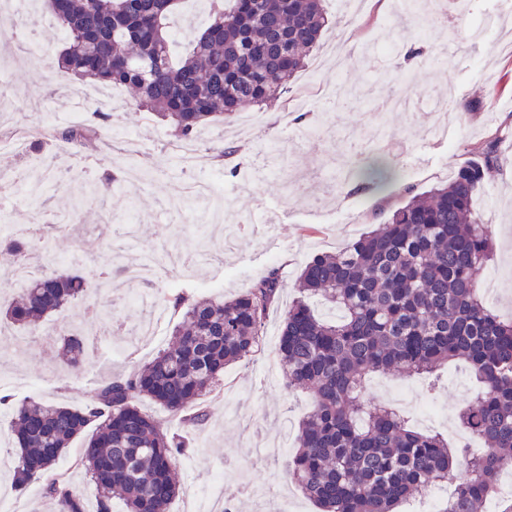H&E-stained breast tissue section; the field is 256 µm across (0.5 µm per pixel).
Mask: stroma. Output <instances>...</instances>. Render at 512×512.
<instances>
[{
  "instance_id": "35a3bbf8",
  "label": "stroma",
  "mask_w": 512,
  "mask_h": 512,
  "mask_svg": "<svg viewBox=\"0 0 512 512\" xmlns=\"http://www.w3.org/2000/svg\"><path fill=\"white\" fill-rule=\"evenodd\" d=\"M325 5L340 23L325 29L311 59L324 61L322 81L335 86L336 103L305 91L307 75L299 73L282 103L255 110L259 130L240 116L204 130L202 140L224 143L228 154L212 159L210 167L187 169L177 159L170 126L139 111L130 92L110 88L104 107L109 118L99 131L90 175L126 180L130 170L143 168L150 177L139 186L87 198L82 223L53 235L48 255L28 257L33 266L58 267L73 254L82 255L88 288L52 315V322L64 329L85 325L100 296L113 304L112 322L122 333L150 313L125 305L127 288L120 280L105 289L99 286L101 274L112 270V246L99 232L102 216L131 227L132 235L124 242L131 261L166 247L188 254L202 246L219 251L218 262L172 265L162 279L163 285L198 298L242 294L268 269L279 267L282 289L268 312L261 348L225 368L220 391L206 399L207 420L185 430L162 407L144 405L164 427L184 430L192 443L191 452L177 464L181 486L169 512H197L200 492L219 494L232 512H277L276 500L261 501L254 495L275 475L280 478L279 498H289L295 512H318L288 475L298 422L311 405L306 393L288 390L277 355L282 320L298 297L296 275L314 255L336 250L385 223L410 194L448 182L462 158L476 155L491 141L506 163L475 201L495 243L494 256L480 277L493 282L488 305L512 317V15L502 21V36L479 40L474 21L491 9L492 0H470L468 12L451 11L443 27L429 22L434 0H419L407 21L401 0H385L384 6L373 4L357 13L349 0H325ZM35 30L43 53L0 54V69L7 71V101L19 106L0 120L9 127L41 125L37 104L46 99L56 110L54 128L63 129L73 125L75 113L69 103L72 78L55 63L64 33L48 14ZM393 42L414 49V56L390 61L385 49ZM440 43L448 46L443 67L429 54ZM447 97L459 109L450 113L446 134L432 136L437 119L432 104ZM309 124L322 126V136L304 139ZM382 125L389 141L380 146L373 135ZM66 164L65 154L44 155L32 145L18 154L0 151V177H17L22 184L11 206L0 212V224H26L30 197L40 194L47 177ZM348 165L377 167L384 178L363 179L357 190H346L329 172ZM201 178L218 182L215 198L204 208L218 211L219 221L204 224L196 234H175L179 219L172 203ZM151 313L160 319L159 336L135 339L121 355L86 348L73 373L64 370L55 346L46 344L41 331L30 332L19 353L12 342L0 339V394L12 399L11 405H0V454L15 453L10 431L15 405L33 398L78 407L92 403L102 384L129 376L166 348L184 312L159 302ZM395 385L413 388L416 399L405 403L402 412L414 423L420 416L418 399L438 402L452 419L475 392L473 379L460 365L436 385L424 376L373 375L365 397L373 405L391 404ZM84 446V440H76L60 463L22 492L13 488L12 470L0 471V492L16 501L20 512H55L54 501L43 491L52 479L76 486L84 499L94 498L95 488L80 463Z\"/></svg>"
}]
</instances>
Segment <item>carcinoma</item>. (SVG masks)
<instances>
[{
  "label": "carcinoma",
  "mask_w": 512,
  "mask_h": 512,
  "mask_svg": "<svg viewBox=\"0 0 512 512\" xmlns=\"http://www.w3.org/2000/svg\"><path fill=\"white\" fill-rule=\"evenodd\" d=\"M178 0H48L66 31L61 71L95 85L133 90L139 109L172 128L176 140L230 122L267 105L307 65L326 27L324 0H208L210 20L174 60L169 19ZM86 159L90 131L80 125L30 134ZM490 143L462 159L448 184L412 196L387 222L334 253L312 257L296 288L303 297L282 322L277 353L286 386L307 392L288 475L320 512H398L436 483L455 492L440 512H484L500 467L512 465V321L487 306L478 272L492 255L474 197L500 169ZM24 258L34 243L6 239ZM85 288L79 261L38 271L0 310V326L22 333L76 299ZM282 288L271 268L231 300L162 293L185 308L184 321L151 362L127 379L103 385L96 401L72 407L37 401L15 411V487L25 489L88 436L82 466L97 490L95 512H166L178 495L176 461L187 443L147 414L148 399L191 426L204 423L202 399L220 385L224 368L260 345L268 311ZM317 297L339 319L315 313ZM60 359L73 368L84 352L82 332L66 331ZM467 362L479 383L476 402L458 416L482 441L470 457L439 434L411 427L386 408L362 400L373 373L432 374ZM58 512H86L80 492L65 482L46 487Z\"/></svg>",
  "instance_id": "obj_1"
}]
</instances>
